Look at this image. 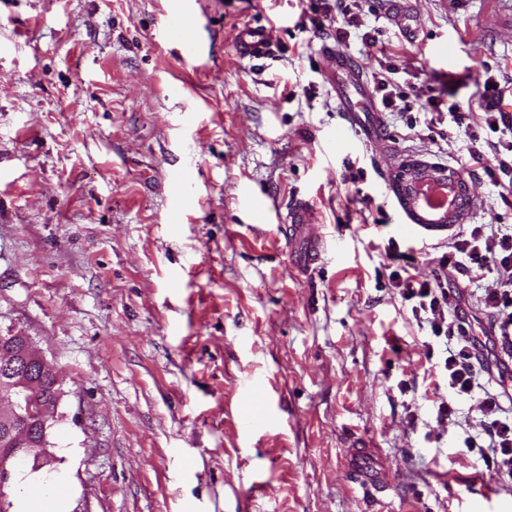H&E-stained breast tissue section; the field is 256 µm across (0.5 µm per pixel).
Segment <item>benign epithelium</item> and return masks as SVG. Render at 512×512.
I'll list each match as a JSON object with an SVG mask.
<instances>
[{"instance_id":"1","label":"benign epithelium","mask_w":512,"mask_h":512,"mask_svg":"<svg viewBox=\"0 0 512 512\" xmlns=\"http://www.w3.org/2000/svg\"><path fill=\"white\" fill-rule=\"evenodd\" d=\"M424 177L417 167L405 168L398 191L411 204ZM60 371L13 326L0 327V509L5 512L13 481V461L31 457L41 469L56 462L49 435L59 417Z\"/></svg>"}]
</instances>
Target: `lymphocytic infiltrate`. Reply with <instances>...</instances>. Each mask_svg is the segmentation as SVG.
<instances>
[{
  "instance_id": "obj_1",
  "label": "lymphocytic infiltrate",
  "mask_w": 512,
  "mask_h": 512,
  "mask_svg": "<svg viewBox=\"0 0 512 512\" xmlns=\"http://www.w3.org/2000/svg\"><path fill=\"white\" fill-rule=\"evenodd\" d=\"M503 90L494 78H486L479 104L456 98L441 103L437 96L419 102L422 112H436L447 107L448 118L467 143L474 162H481L483 145L479 128L496 134L491 147L497 163L485 168L484 174L492 185L512 194V114L493 109L490 99L501 96ZM440 271L433 279L418 281L405 278L402 297L410 302L417 323L428 324L434 338L444 340L447 355L443 371L448 381V395L436 400V420L444 423L455 413L457 400L472 397L480 386L482 375H493L495 366L512 367V233L486 232L484 225L473 226L469 234L457 235L450 249L439 260ZM463 273L478 269L490 276L480 303L490 319L497 341L494 357L485 355L480 342L471 332L470 320L453 286L448 281V269ZM479 408L483 416L481 431L466 436L463 445L483 461L486 468L512 479V413L502 404L497 392L484 391Z\"/></svg>"
}]
</instances>
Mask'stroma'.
<instances>
[{
    "instance_id": "obj_1",
    "label": "stroma",
    "mask_w": 512,
    "mask_h": 512,
    "mask_svg": "<svg viewBox=\"0 0 512 512\" xmlns=\"http://www.w3.org/2000/svg\"><path fill=\"white\" fill-rule=\"evenodd\" d=\"M318 0H197L202 46L161 38L171 0H0V325L30 336L62 373L49 440L68 512H448L512 482L460 448L482 414L436 421L442 342H430L390 279L432 278L435 243L394 187L402 165L455 168L475 224L512 232L505 202L447 121L383 111L365 141L323 76L339 44L368 80L396 67L408 102L479 100L477 74L512 81V0H411L409 44L383 0L336 42L307 15ZM261 23L253 60L237 28ZM381 47L368 48L364 32ZM195 188L170 199L184 166ZM310 200L292 237L279 215ZM322 259L303 263L307 241ZM471 329L493 343L485 279L452 273ZM267 418L243 407L248 383ZM369 449L355 484L349 451ZM241 53L250 58H262L268 55L271 43L266 29L262 25L246 24L237 35Z\"/></svg>"
}]
</instances>
